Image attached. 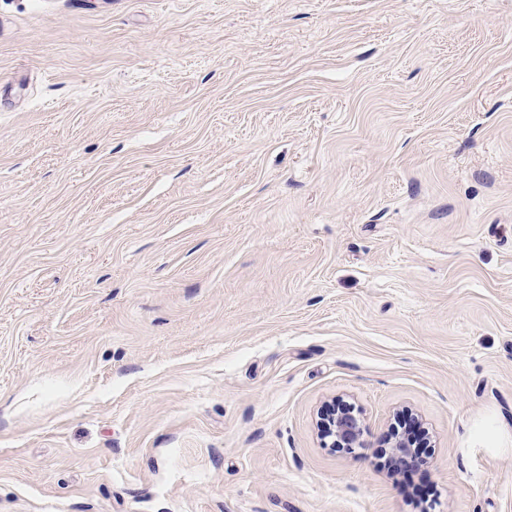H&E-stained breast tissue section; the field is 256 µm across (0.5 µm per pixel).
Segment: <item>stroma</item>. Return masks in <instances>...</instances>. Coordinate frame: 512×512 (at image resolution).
Masks as SVG:
<instances>
[{"instance_id":"1","label":"stroma","mask_w":512,"mask_h":512,"mask_svg":"<svg viewBox=\"0 0 512 512\" xmlns=\"http://www.w3.org/2000/svg\"><path fill=\"white\" fill-rule=\"evenodd\" d=\"M0 512H512V0H0ZM321 427L324 441L327 438L331 439L329 445L325 441L327 447L352 452L355 448L363 446L364 424L360 412L351 403L344 400L335 401L322 418ZM387 444L388 448L381 449L386 462L402 466L405 462L412 464L417 461L418 454L411 444L407 423L400 428H392Z\"/></svg>"}]
</instances>
